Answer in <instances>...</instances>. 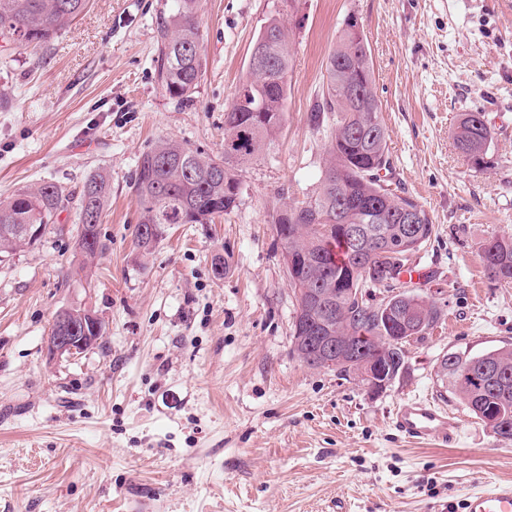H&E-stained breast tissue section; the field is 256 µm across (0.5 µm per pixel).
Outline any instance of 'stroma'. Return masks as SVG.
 <instances>
[{"mask_svg":"<svg viewBox=\"0 0 512 512\" xmlns=\"http://www.w3.org/2000/svg\"><path fill=\"white\" fill-rule=\"evenodd\" d=\"M166 0H94L31 52L0 47V200L52 181L79 192L112 172L100 226L108 248L75 274L76 206L42 240L0 258V512H464L512 480V444L440 394L437 360L512 345V285L491 282L481 244L512 235V0H201L206 68L191 101L162 90L156 26ZM293 30L285 119L240 174L237 208L211 224H171L152 253L132 240L140 158L172 139L213 156L267 17ZM369 43L387 126L388 181L429 213L418 253L441 322L406 347L405 368L370 394L293 352L294 288L274 221L309 200L331 124L310 112L347 17ZM484 113L490 165L453 141L460 113ZM230 269L215 277V257ZM85 307L98 344L49 357L57 311ZM456 415L448 446L395 427L401 402Z\"/></svg>","mask_w":512,"mask_h":512,"instance_id":"1","label":"stroma"}]
</instances>
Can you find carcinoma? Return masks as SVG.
Wrapping results in <instances>:
<instances>
[{"mask_svg": "<svg viewBox=\"0 0 512 512\" xmlns=\"http://www.w3.org/2000/svg\"><path fill=\"white\" fill-rule=\"evenodd\" d=\"M200 0H173L157 26V77L164 92L179 102L197 92L205 69L204 34L197 21ZM91 0H0V40L37 49L54 39L65 26L85 16ZM345 20L336 46L326 63V90L310 112L318 127L326 113L336 116L328 161L314 195L290 205L298 214L288 225V251L303 252L315 266L308 279L293 285L296 310L293 328L313 336L318 312L305 302L314 293H329L334 312L333 333L348 344H362L367 353L388 350L387 358H405L403 347L393 346L389 332L401 328L405 336H422L442 317V310L413 288L398 294L382 313L367 288L391 293L402 288V273L412 257L434 233L432 220L405 192L391 189L380 172L391 168L387 127L381 120L375 92V70L366 36L353 33ZM293 32L272 15L261 26L254 44L271 63L249 69L244 82L251 102L263 106L267 117L248 115L238 99L224 112V152L213 157L174 140H162L145 153L134 178L140 217L134 245L143 246L140 225L157 224L166 211V223L179 224L183 216L193 224H209L232 211L240 196L239 171L274 144L286 112L292 70ZM493 130L482 112H464L454 131V143L476 170L488 164ZM112 196V174L89 175L79 196V223H102ZM71 194L55 182L26 188L0 201V254L29 247L23 236L26 224L49 226L67 209ZM377 230L385 244L357 259L359 244L345 239L339 225ZM478 257L488 278L512 284V236L494 237L480 247ZM298 357L310 367L318 356L313 342L298 343ZM468 364L462 372L437 369L444 392L457 397L475 419L502 442L512 443V348L481 354L457 353Z\"/></svg>", "mask_w": 512, "mask_h": 512, "instance_id": "obj_1", "label": "carcinoma"}]
</instances>
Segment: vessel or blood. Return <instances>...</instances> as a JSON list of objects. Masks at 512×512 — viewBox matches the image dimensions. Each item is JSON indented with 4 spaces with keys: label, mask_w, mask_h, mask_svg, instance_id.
Masks as SVG:
<instances>
[{
    "label": "vessel or blood",
    "mask_w": 512,
    "mask_h": 512,
    "mask_svg": "<svg viewBox=\"0 0 512 512\" xmlns=\"http://www.w3.org/2000/svg\"><path fill=\"white\" fill-rule=\"evenodd\" d=\"M394 422L407 438L442 444L453 441L460 428L454 415L422 398L399 404ZM464 508L465 512H512V481L490 483L470 493Z\"/></svg>",
    "instance_id": "vessel-or-blood-1"
}]
</instances>
